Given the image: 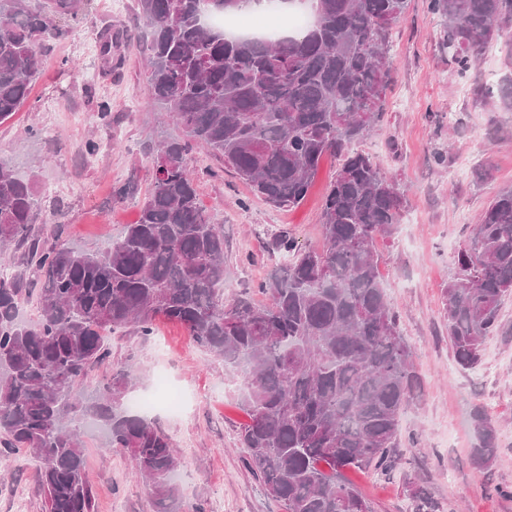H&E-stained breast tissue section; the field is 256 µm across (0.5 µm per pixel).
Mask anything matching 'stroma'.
Segmentation results:
<instances>
[{"label": "stroma", "instance_id": "obj_1", "mask_svg": "<svg viewBox=\"0 0 512 512\" xmlns=\"http://www.w3.org/2000/svg\"><path fill=\"white\" fill-rule=\"evenodd\" d=\"M135 0H83L81 21L46 57L26 104L0 124V162L31 182L42 213H63L65 237L78 249L98 251L134 223L154 181L160 142L181 136L160 121L143 61L146 30ZM125 33L120 67L104 72L98 34ZM440 21L429 0H408L392 28L393 64L384 115L358 149L393 176L407 198L403 219L377 242L387 299L414 352L420 397L401 418L404 442L395 468L349 471L374 512H414L411 489L423 487L437 512H512V296L499 313L479 363L455 361L443 311L444 290L456 273L455 255L497 190L512 187V111L491 92L512 79V44L491 47L460 70L440 46ZM111 113L100 119L99 100ZM99 150L86 154L88 141ZM442 162H435V155ZM201 171V206L224 224V297L264 302L258 286L286 256L271 241L288 233L301 247L322 244L321 204L336 172L325 157L315 186L300 205L277 208L257 195L210 154L194 151ZM134 195L117 201L118 188ZM111 356L94 369L81 391L92 395L114 369L134 375L130 394L157 393L158 378L180 390L185 407L158 408L147 420L173 440L177 483L189 512H278L244 464L240 427L247 416L237 367L225 364L190 338L180 324L158 321L152 336L127 330L109 341ZM484 408L496 431L492 465L473 459V413ZM86 466L97 512H156L155 496L136 479L128 455L107 450L101 430L82 428ZM43 512L36 461L24 450L0 455V512Z\"/></svg>", "mask_w": 512, "mask_h": 512}]
</instances>
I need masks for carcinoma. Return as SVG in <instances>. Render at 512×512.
Instances as JSON below:
<instances>
[{
  "label": "carcinoma",
  "mask_w": 512,
  "mask_h": 512,
  "mask_svg": "<svg viewBox=\"0 0 512 512\" xmlns=\"http://www.w3.org/2000/svg\"><path fill=\"white\" fill-rule=\"evenodd\" d=\"M314 21L288 37L228 36L208 14H239L241 0H137L149 29L154 101L182 128L160 144L155 180L134 224L104 250L60 242L31 183L0 163V251L21 253L39 315L18 320L21 278L0 277V454L39 461L45 512H95L78 427L103 425L106 446L127 453L157 512H177L178 459L168 434L128 412L133 373L119 369L95 395L75 392L110 357V336H151L158 318L183 325L200 347L239 365L248 421L245 464L282 512H373L348 468L397 464L402 409L417 397L413 352L385 298L376 242L401 223L405 191L352 145L383 116L392 26L408 0H305ZM440 48L465 69L512 40V0H430ZM81 0H0V122L26 103L50 48L68 35ZM123 34L100 33L101 60ZM204 149L274 207L308 194L326 155L340 158L322 206V245L288 235L272 248L290 260L259 285L267 302L224 301V225L203 210L188 155ZM445 289L458 364L478 363L512 295V187L499 190L457 254ZM475 462L490 464L496 435L473 414ZM416 512H435L411 489Z\"/></svg>",
  "instance_id": "carcinoma-1"
}]
</instances>
